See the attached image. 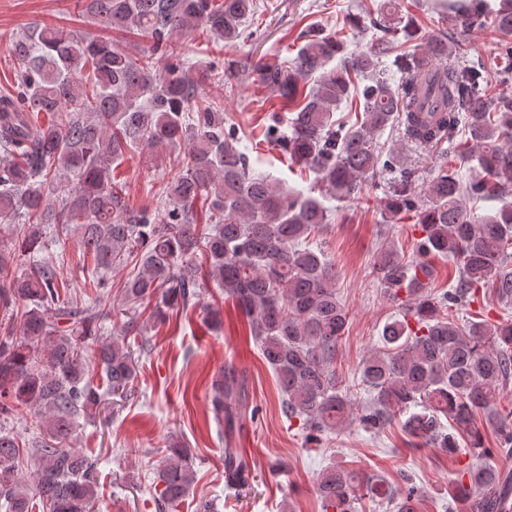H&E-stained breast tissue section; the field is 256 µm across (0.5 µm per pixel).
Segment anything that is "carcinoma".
<instances>
[{"label": "carcinoma", "mask_w": 512, "mask_h": 512, "mask_svg": "<svg viewBox=\"0 0 512 512\" xmlns=\"http://www.w3.org/2000/svg\"><path fill=\"white\" fill-rule=\"evenodd\" d=\"M257 0H90L94 25L145 38L137 56L98 35L65 27L28 26L12 38L17 68L13 90L0 94V224H22V235L0 241V307L15 313L20 337L0 336V417L41 415L31 444L0 429V509L5 512H98L96 459L70 447L77 418L102 401L100 389L119 397L135 390L137 361L131 342L150 346L135 318L111 339L98 340L107 313L78 307L60 290L56 261L36 258L41 225L56 235L81 230L82 254L93 262L92 280L117 264L139 261L121 288L125 302L158 291L165 307L199 301L210 277L245 313L265 361L274 370L281 407L316 441L349 414L350 397L336 375V353L348 312L336 293L338 272L313 248L329 209L312 195L286 192L252 173L236 144V127L207 98L182 57L175 37L197 28L233 48L248 37ZM460 25H490L512 36V0L491 11L481 0L460 7ZM367 51L351 55L334 34L310 24L297 35L296 56L267 62L258 82L278 92L282 106L269 116L266 138L288 159L315 174L317 191L338 200L362 194L384 171L395 184L383 204L394 221L412 213L420 236L413 255L386 245L373 271L397 315L379 335L380 346L362 360L360 381L370 395L358 416L378 432L402 418L404 431L452 453L468 438V460H456L452 512H512V472L491 464L512 455V410L490 409L512 383V321L459 323L451 309L482 296L512 305V203L475 216L465 198L512 195V95L489 96L482 59L449 62L448 36L421 41L411 19L403 25L385 12L371 19ZM498 75L512 79V43L500 53ZM401 74L395 79V74ZM314 83H309V80ZM362 114L352 126L334 118L342 103ZM289 112V133L281 113ZM420 144L448 141V154L476 158L479 173L462 181L439 166L426 188L415 187L403 157L381 161L379 138L393 125ZM465 139H457L458 132ZM183 148L180 172L155 207H128L112 165L132 149ZM208 202L212 224H198L196 202ZM28 257L20 269L17 258ZM454 260V288L432 290L433 261ZM239 384L227 371L211 383L217 419L232 426ZM490 425L495 445L485 444ZM224 467L236 477L248 464L225 449ZM195 475L187 449L174 443L149 487L157 512H172L189 494ZM323 512H358L367 498L394 512H417L406 491L354 469L329 466L318 478Z\"/></svg>", "instance_id": "carcinoma-1"}]
</instances>
